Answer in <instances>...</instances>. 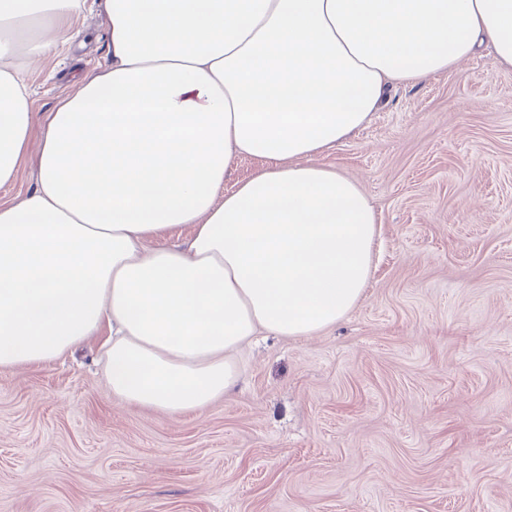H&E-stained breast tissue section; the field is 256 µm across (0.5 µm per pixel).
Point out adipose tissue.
I'll use <instances>...</instances> for the list:
<instances>
[{
    "label": "adipose tissue",
    "instance_id": "1",
    "mask_svg": "<svg viewBox=\"0 0 512 512\" xmlns=\"http://www.w3.org/2000/svg\"><path fill=\"white\" fill-rule=\"evenodd\" d=\"M90 1L108 55L37 114L20 74ZM485 45L512 68V0H0V187L37 172L0 201V371L102 334L113 397L179 416L238 383L259 331L336 324L378 219L322 155Z\"/></svg>",
    "mask_w": 512,
    "mask_h": 512
}]
</instances>
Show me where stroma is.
Segmentation results:
<instances>
[{"instance_id": "obj_1", "label": "stroma", "mask_w": 512, "mask_h": 512, "mask_svg": "<svg viewBox=\"0 0 512 512\" xmlns=\"http://www.w3.org/2000/svg\"><path fill=\"white\" fill-rule=\"evenodd\" d=\"M107 28L87 6L25 70L36 110ZM322 161L379 218L347 317L257 336L240 387L181 416L113 398L98 337L0 371V512H512V69L399 87Z\"/></svg>"}]
</instances>
